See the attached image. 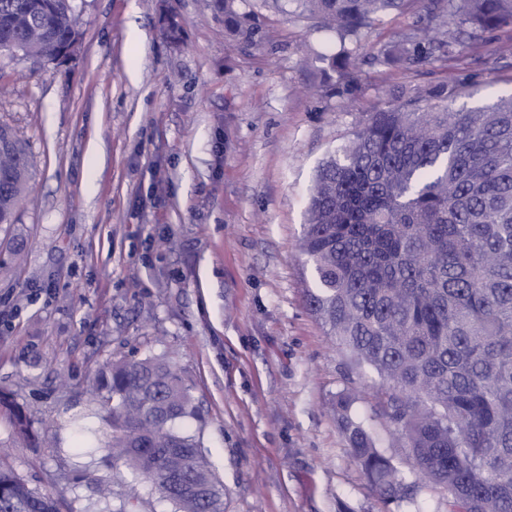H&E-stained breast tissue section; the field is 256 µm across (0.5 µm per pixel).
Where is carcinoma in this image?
Wrapping results in <instances>:
<instances>
[{"instance_id":"cac0c4a2","label":"carcinoma","mask_w":512,"mask_h":512,"mask_svg":"<svg viewBox=\"0 0 512 512\" xmlns=\"http://www.w3.org/2000/svg\"><path fill=\"white\" fill-rule=\"evenodd\" d=\"M248 0H216L226 30L258 32ZM335 35L331 91L358 81L362 35L390 12L417 24L379 47L376 63L404 71L439 63L448 75L403 91L359 122L317 170L301 250L312 270L305 302L336 347L374 370L382 411L418 478L448 512H512V97L455 108L469 87L455 71L488 32L512 27V0H289ZM75 0H0V56L55 61L75 30ZM490 59L512 57V36ZM0 225L18 222L31 155L0 124ZM96 407L73 421L74 447L105 451L150 484L174 512H224V486L196 436L181 429L197 406L159 356L122 358L95 374ZM336 396L351 456L391 503L406 478ZM0 419L18 439L40 434L0 392ZM0 512H62L0 466Z\"/></svg>"}]
</instances>
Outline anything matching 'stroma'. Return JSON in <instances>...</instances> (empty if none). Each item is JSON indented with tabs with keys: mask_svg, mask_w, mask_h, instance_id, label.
Listing matches in <instances>:
<instances>
[{
	"mask_svg": "<svg viewBox=\"0 0 512 512\" xmlns=\"http://www.w3.org/2000/svg\"><path fill=\"white\" fill-rule=\"evenodd\" d=\"M80 50L59 65L0 59V123L28 144L33 180L0 230V390L48 440L0 465L73 512H104L90 474L144 512H173L129 471L73 446L110 359L164 356L190 388L224 512H448L419 482L385 503L353 460L332 403L354 411L404 476L381 382L340 352L304 302L301 238L319 164L399 91L441 79L362 63L327 90L334 44L306 19L259 9L246 42L214 0H76ZM180 28L171 40L168 21ZM144 42L136 44L134 33ZM473 108L512 94V60L469 54Z\"/></svg>",
	"mask_w": 512,
	"mask_h": 512,
	"instance_id": "stroma-1",
	"label": "stroma"
}]
</instances>
